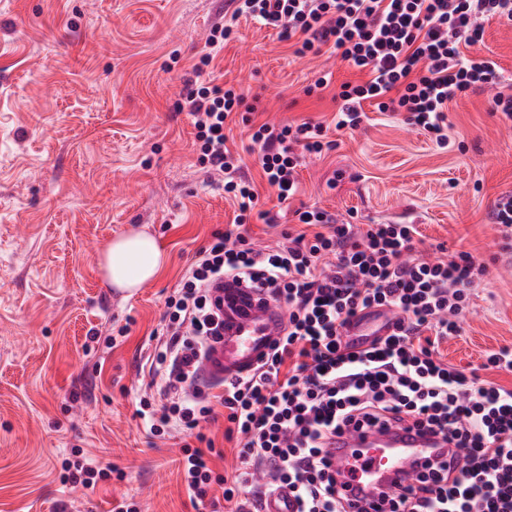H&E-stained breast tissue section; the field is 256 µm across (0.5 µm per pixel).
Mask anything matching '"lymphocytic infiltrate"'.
<instances>
[{
  "label": "lymphocytic infiltrate",
  "instance_id": "1",
  "mask_svg": "<svg viewBox=\"0 0 512 512\" xmlns=\"http://www.w3.org/2000/svg\"><path fill=\"white\" fill-rule=\"evenodd\" d=\"M293 43L296 54H330L365 73L335 94L336 129L356 130L366 106L402 112L408 124L448 139V107L492 89L493 112L512 122V83L498 64L466 55L491 18L512 22V0H230ZM232 27L215 24L208 52L193 67L177 106L189 113L198 162L234 196L238 213L200 248L168 296L137 415L151 435L183 436L182 474L194 507L224 500L247 512L246 494L288 490L296 512H348L327 446L347 430L385 428L414 420L451 443L456 460L439 453L428 471L406 475L379 494L380 512H512V389L463 372L440 355L459 335L470 295L485 264L467 251L448 259L418 254L411 224L360 226L322 209H299L298 228L259 248L247 220L258 194L241 174L242 158L227 147L224 129L245 100L234 89L203 81ZM323 123L306 118L282 126L255 125L251 148L279 203L298 191V151L333 149ZM227 275L271 291L288 312L287 333L261 369L197 385L199 359L216 320L209 284ZM396 313L394 331L356 351L344 330L364 314ZM225 415L235 440L233 477L216 473L207 425ZM115 466L74 448L62 462L61 483L95 489ZM221 496H214V489Z\"/></svg>",
  "mask_w": 512,
  "mask_h": 512
}]
</instances>
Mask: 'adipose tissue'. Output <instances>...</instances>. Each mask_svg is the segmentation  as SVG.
<instances>
[{
    "mask_svg": "<svg viewBox=\"0 0 512 512\" xmlns=\"http://www.w3.org/2000/svg\"><path fill=\"white\" fill-rule=\"evenodd\" d=\"M165 262L166 254L154 237L132 231L106 245L99 267L112 287L132 293L154 280Z\"/></svg>",
    "mask_w": 512,
    "mask_h": 512,
    "instance_id": "adipose-tissue-1",
    "label": "adipose tissue"
}]
</instances>
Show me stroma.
<instances>
[{
    "label": "stroma",
    "instance_id": "stroma-1",
    "mask_svg": "<svg viewBox=\"0 0 512 512\" xmlns=\"http://www.w3.org/2000/svg\"><path fill=\"white\" fill-rule=\"evenodd\" d=\"M230 19L215 82L253 100L255 122H329L332 91L304 95L318 72L336 83L361 74L329 56L300 58L276 33L233 18L226 0H0V512H110L136 496L143 512H195L180 475V438H151L135 415L152 332L195 252L223 230L235 206L197 162L194 128L176 103L212 26ZM469 54L512 79V23L484 21ZM362 129L329 130L335 149L302 158L299 202L358 224L416 225L426 253L464 250L487 266L463 331L440 347L459 369L512 346V252L489 212L512 191V125L488 94L448 110V142L403 115L368 110ZM229 144L245 159L258 210L250 234L273 244L292 224L233 124ZM143 229L168 261L132 296L98 268L114 237ZM116 347L85 355L90 329ZM78 399H71V392ZM103 459L124 480L95 489L62 486L72 447Z\"/></svg>",
    "mask_w": 512,
    "mask_h": 512
}]
</instances>
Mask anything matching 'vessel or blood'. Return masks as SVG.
Listing matches in <instances>:
<instances>
[{
  "instance_id": "obj_1",
  "label": "vessel or blood",
  "mask_w": 512,
  "mask_h": 512,
  "mask_svg": "<svg viewBox=\"0 0 512 512\" xmlns=\"http://www.w3.org/2000/svg\"><path fill=\"white\" fill-rule=\"evenodd\" d=\"M210 298L222 324L217 335L209 338L198 370L199 383L207 387L253 373L284 336L287 326L284 307L266 290L242 280L227 277L214 283ZM438 446L435 437L411 426L392 429L383 437L345 434L337 437L330 452L337 469L344 471L354 464L355 451H365V475L374 482L432 458Z\"/></svg>"
}]
</instances>
